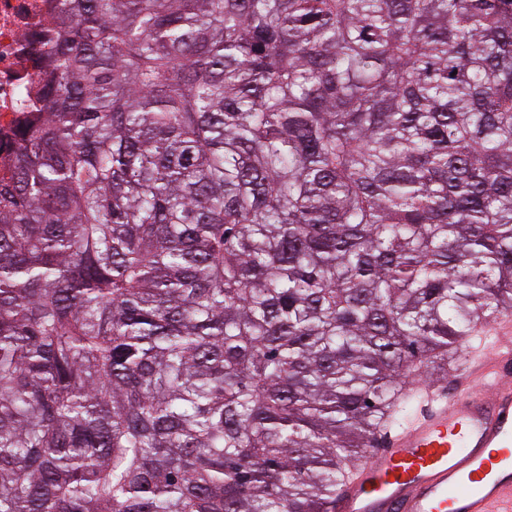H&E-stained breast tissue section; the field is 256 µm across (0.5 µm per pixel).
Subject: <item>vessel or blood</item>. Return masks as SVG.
Returning <instances> with one entry per match:
<instances>
[{
    "label": "vessel or blood",
    "instance_id": "b4317fda",
    "mask_svg": "<svg viewBox=\"0 0 512 512\" xmlns=\"http://www.w3.org/2000/svg\"><path fill=\"white\" fill-rule=\"evenodd\" d=\"M512 351L496 348L470 381L370 449L333 512H512Z\"/></svg>",
    "mask_w": 512,
    "mask_h": 512
}]
</instances>
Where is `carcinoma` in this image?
I'll list each match as a JSON object with an SVG mask.
<instances>
[{
    "instance_id": "carcinoma-1",
    "label": "carcinoma",
    "mask_w": 512,
    "mask_h": 512,
    "mask_svg": "<svg viewBox=\"0 0 512 512\" xmlns=\"http://www.w3.org/2000/svg\"><path fill=\"white\" fill-rule=\"evenodd\" d=\"M512 311V0H61L0 169V512H330Z\"/></svg>"
}]
</instances>
